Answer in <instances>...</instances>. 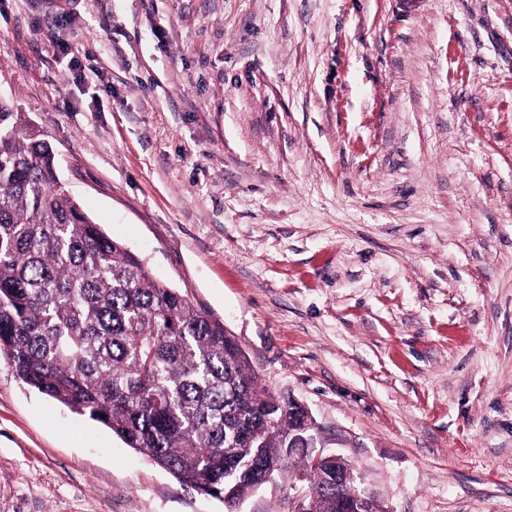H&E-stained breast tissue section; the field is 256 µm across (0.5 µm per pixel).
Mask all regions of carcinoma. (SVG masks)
<instances>
[{
	"label": "carcinoma",
	"instance_id": "carcinoma-1",
	"mask_svg": "<svg viewBox=\"0 0 512 512\" xmlns=\"http://www.w3.org/2000/svg\"><path fill=\"white\" fill-rule=\"evenodd\" d=\"M57 155L0 103V356L19 380L112 430L181 485L250 495L268 463L339 512L333 464L288 456L309 414L261 386L224 325L82 210Z\"/></svg>",
	"mask_w": 512,
	"mask_h": 512
}]
</instances>
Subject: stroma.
Segmentation results:
<instances>
[{"label":"stroma","instance_id":"stroma-1","mask_svg":"<svg viewBox=\"0 0 512 512\" xmlns=\"http://www.w3.org/2000/svg\"><path fill=\"white\" fill-rule=\"evenodd\" d=\"M0 101L384 512H512V0H0ZM0 512L228 510L0 357Z\"/></svg>","mask_w":512,"mask_h":512}]
</instances>
